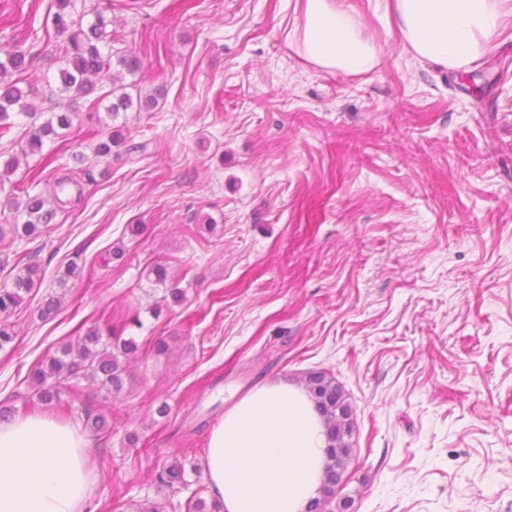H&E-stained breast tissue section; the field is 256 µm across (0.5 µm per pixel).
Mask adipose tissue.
<instances>
[{
    "label": "adipose tissue",
    "instance_id": "adipose-tissue-1",
    "mask_svg": "<svg viewBox=\"0 0 512 512\" xmlns=\"http://www.w3.org/2000/svg\"><path fill=\"white\" fill-rule=\"evenodd\" d=\"M304 53L346 73L378 55L341 0H303ZM414 53L446 68L476 61L512 18V0H385ZM327 446L314 404L285 384L257 387L210 432L206 468L223 512H305L322 483ZM89 443L45 413L0 424V512H82Z\"/></svg>",
    "mask_w": 512,
    "mask_h": 512
}]
</instances>
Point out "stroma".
I'll list each match as a JSON object with an SVG mask.
<instances>
[{
	"instance_id": "obj_1",
	"label": "stroma",
	"mask_w": 512,
	"mask_h": 512,
	"mask_svg": "<svg viewBox=\"0 0 512 512\" xmlns=\"http://www.w3.org/2000/svg\"><path fill=\"white\" fill-rule=\"evenodd\" d=\"M343 2L378 50L364 73L307 61L298 0H85L141 57L142 86L164 90L115 120L145 154L95 158L107 114L82 99L41 153H20L22 114L0 140L17 189L77 153L94 175L53 233L0 250V284L23 256L42 273L10 318L0 405L40 411L31 367L102 315L140 346L120 394L86 386L51 411L79 431L86 406L112 421L89 438L87 512L210 498L212 428L255 387L301 388L312 370L354 411L345 512H512V28L448 69L389 30L384 0ZM51 3L0 0V49L35 54L43 95L58 87ZM157 265L185 299L155 317ZM174 460L185 483L159 485Z\"/></svg>"
}]
</instances>
